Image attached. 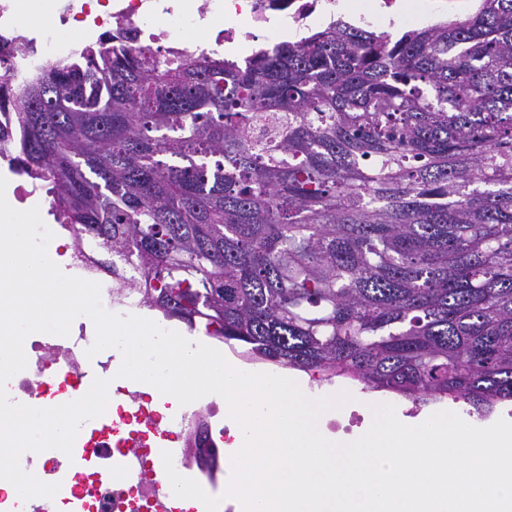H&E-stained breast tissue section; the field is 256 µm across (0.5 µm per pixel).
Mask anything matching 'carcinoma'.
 Segmentation results:
<instances>
[{
  "label": "carcinoma",
  "mask_w": 512,
  "mask_h": 512,
  "mask_svg": "<svg viewBox=\"0 0 512 512\" xmlns=\"http://www.w3.org/2000/svg\"><path fill=\"white\" fill-rule=\"evenodd\" d=\"M129 40L0 77L8 164L117 294L414 403L512 401V0L244 68Z\"/></svg>",
  "instance_id": "1"
}]
</instances>
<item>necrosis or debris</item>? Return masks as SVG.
<instances>
[{
    "mask_svg": "<svg viewBox=\"0 0 512 512\" xmlns=\"http://www.w3.org/2000/svg\"><path fill=\"white\" fill-rule=\"evenodd\" d=\"M26 2L28 9L22 15L15 10L14 0H0V46L13 51L9 59L0 58V74L16 82L36 77L49 64L75 51V42L57 35L58 27L67 24L102 33L123 23L134 45L162 41L167 49L186 51L190 45L185 32L198 22H219L215 44L220 47L240 36L253 39L255 30L274 16L301 24L335 0H283L275 8L269 7L268 0H243L252 24L251 31L245 33L235 23H222L221 0H126L118 8L112 0H69L49 18L42 14L44 0ZM95 341V332L78 319L65 335H28L23 344L26 367L6 384L12 401L25 404L32 398L54 400L86 394L82 363ZM108 396L112 432L94 434L91 446L98 456L112 448H125L128 468L124 475L111 478L92 460L86 468L73 472L72 486L85 492L88 512H194L176 496L155 499L152 450L155 443H172L176 471L196 480L204 491H216L225 466L224 441L214 437L210 422L217 404L191 406L181 415L167 416L155 408L149 394L121 379Z\"/></svg>",
    "mask_w": 512,
    "mask_h": 512,
    "instance_id": "necrosis-or-debris-1",
    "label": "necrosis or debris"
}]
</instances>
